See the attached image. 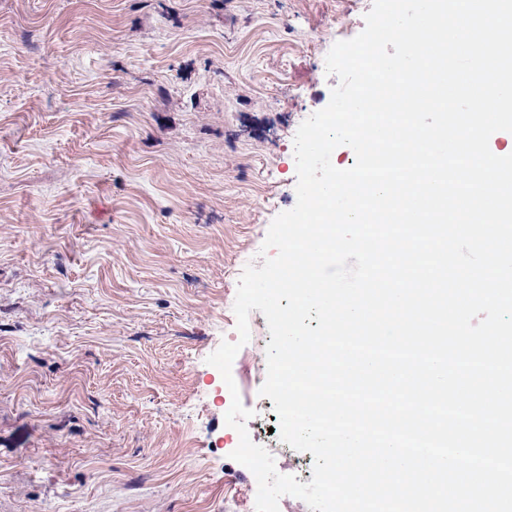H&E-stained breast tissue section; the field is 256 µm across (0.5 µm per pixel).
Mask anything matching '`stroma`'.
<instances>
[{"instance_id":"1","label":"stroma","mask_w":512,"mask_h":512,"mask_svg":"<svg viewBox=\"0 0 512 512\" xmlns=\"http://www.w3.org/2000/svg\"><path fill=\"white\" fill-rule=\"evenodd\" d=\"M373 0H0V512H256L207 357ZM232 374L256 444L260 311Z\"/></svg>"}]
</instances>
